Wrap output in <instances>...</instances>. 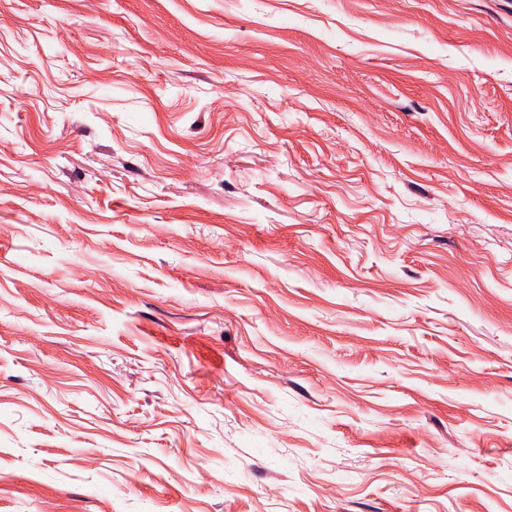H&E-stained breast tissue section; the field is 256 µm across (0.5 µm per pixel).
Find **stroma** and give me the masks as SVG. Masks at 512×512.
Returning a JSON list of instances; mask_svg holds the SVG:
<instances>
[{"instance_id":"35a3bbf8","label":"stroma","mask_w":512,"mask_h":512,"mask_svg":"<svg viewBox=\"0 0 512 512\" xmlns=\"http://www.w3.org/2000/svg\"><path fill=\"white\" fill-rule=\"evenodd\" d=\"M0 512H512V0H0Z\"/></svg>"}]
</instances>
